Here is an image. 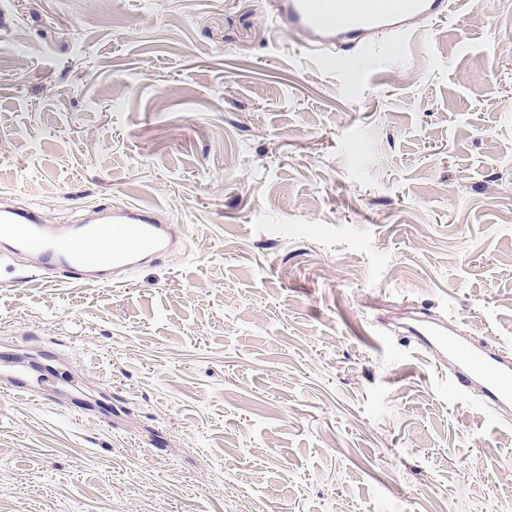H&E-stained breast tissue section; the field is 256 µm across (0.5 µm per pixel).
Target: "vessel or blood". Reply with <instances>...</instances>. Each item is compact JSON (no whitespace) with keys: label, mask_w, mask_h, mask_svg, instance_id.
<instances>
[{"label":"vessel or blood","mask_w":512,"mask_h":512,"mask_svg":"<svg viewBox=\"0 0 512 512\" xmlns=\"http://www.w3.org/2000/svg\"><path fill=\"white\" fill-rule=\"evenodd\" d=\"M450 0H275L269 25L288 34L323 68L349 74L348 63L367 46V34L398 45L421 21L443 18ZM175 230L155 210L98 205L73 224H46L31 207L0 204V255L38 248L34 279L66 278L75 285H122L144 263L166 257ZM404 330L422 351L453 359L452 393L478 394L483 404L512 411V351L475 342L456 327L422 316Z\"/></svg>","instance_id":"obj_1"}]
</instances>
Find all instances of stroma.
Returning a JSON list of instances; mask_svg holds the SVG:
<instances>
[{
	"instance_id": "stroma-1",
	"label": "stroma",
	"mask_w": 512,
	"mask_h": 512,
	"mask_svg": "<svg viewBox=\"0 0 512 512\" xmlns=\"http://www.w3.org/2000/svg\"><path fill=\"white\" fill-rule=\"evenodd\" d=\"M354 88L262 0H0V194L155 209L123 286L0 264V512H499L512 418L425 308L512 349V9L455 0ZM415 345L433 352L443 363L447 357L455 361L449 376L454 394L477 393L487 408L512 411V353L486 342H473L450 323L416 316L403 326Z\"/></svg>"
}]
</instances>
